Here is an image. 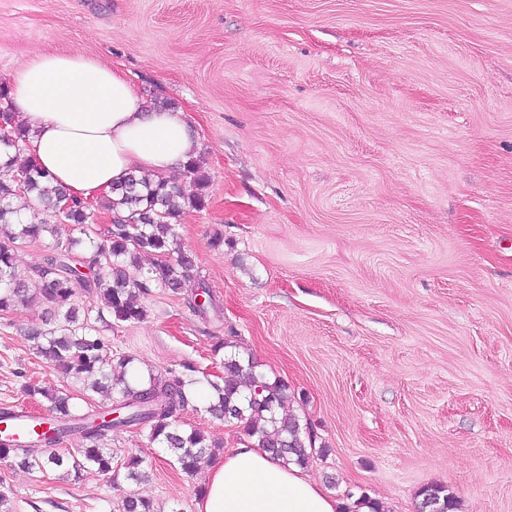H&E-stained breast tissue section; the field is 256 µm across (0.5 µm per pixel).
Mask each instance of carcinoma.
Returning a JSON list of instances; mask_svg holds the SVG:
<instances>
[{
	"label": "carcinoma",
	"mask_w": 512,
	"mask_h": 512,
	"mask_svg": "<svg viewBox=\"0 0 512 512\" xmlns=\"http://www.w3.org/2000/svg\"><path fill=\"white\" fill-rule=\"evenodd\" d=\"M0 312L19 304L38 302L44 306L43 325L32 326L26 337L41 357L84 388L104 394L124 408L115 422L87 423L89 416L80 412L72 397L58 389L28 383L24 392L38 395L49 403L53 419L50 435L37 443L46 447L33 456L27 448L0 445V459H11L26 470L65 469L79 477L87 468L101 473L112 471V453L103 448L112 429L143 427L149 439L171 452L186 474H194L201 460L223 447L198 430L186 431L177 420L173 398L180 406L190 402V387L208 388L206 411L216 420L243 426L251 446L262 448L285 464L306 465L316 450L312 425L300 416L286 412L289 386L280 379L270 380L257 370L250 359L230 352L224 355V377L215 382L198 369L185 366L182 371H168L162 377L142 375L129 370L133 358L112 356L108 340L98 334L95 323L111 318V326L139 322L147 316L143 300L155 289L180 295L193 284L206 296L200 314L215 310V298L209 285L192 276L193 257L184 252L176 232L178 218L187 207L205 205L204 189L208 177L197 160L183 166V175L192 179L198 193L186 196L180 184L169 178L156 181L131 172L112 185L109 194L91 201L70 197L52 186L46 174L32 162L18 163L25 150L26 132L14 119L8 89L0 86ZM42 207L49 219L25 223L21 212ZM108 213L106 226L95 224L98 211ZM59 224H74L81 237L59 241L52 254L24 276L17 270L13 244L37 242L45 234L56 233ZM82 247L90 252L88 266L71 265L72 255ZM138 276L131 277L128 268ZM96 298L97 304H79L81 292ZM75 435L82 441L78 456L67 457L54 449L60 439ZM144 460L132 456L125 464L126 478L132 482L145 479ZM422 512H454L456 499L444 486L428 485L419 492ZM352 504L346 512H381L380 504L366 494L348 493ZM123 512H153L150 501L130 495L122 504Z\"/></svg>",
	"instance_id": "carcinoma-1"
}]
</instances>
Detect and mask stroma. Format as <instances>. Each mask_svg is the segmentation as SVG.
<instances>
[{
    "instance_id": "stroma-1",
    "label": "stroma",
    "mask_w": 512,
    "mask_h": 512,
    "mask_svg": "<svg viewBox=\"0 0 512 512\" xmlns=\"http://www.w3.org/2000/svg\"><path fill=\"white\" fill-rule=\"evenodd\" d=\"M67 52L181 110L209 178L177 232L220 312L155 291L143 321L100 325L113 356L217 378L226 343L288 383L334 498L418 512L439 484L458 512H512V0H0V84ZM43 315H0V408L47 413L30 381L81 391L26 339ZM106 446L111 472L76 481L0 460L6 512H120L132 492L196 512L206 470L144 429ZM133 454L149 481L126 480Z\"/></svg>"
}]
</instances>
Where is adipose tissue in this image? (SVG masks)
I'll list each match as a JSON object with an SVG mask.
<instances>
[{"instance_id": "obj_1", "label": "adipose tissue", "mask_w": 512, "mask_h": 512, "mask_svg": "<svg viewBox=\"0 0 512 512\" xmlns=\"http://www.w3.org/2000/svg\"><path fill=\"white\" fill-rule=\"evenodd\" d=\"M27 156L70 194L95 200L136 171L158 179L201 150L181 113L146 111L122 73L80 53L39 55L10 77ZM308 474L241 444L208 471L196 512H338Z\"/></svg>"}]
</instances>
